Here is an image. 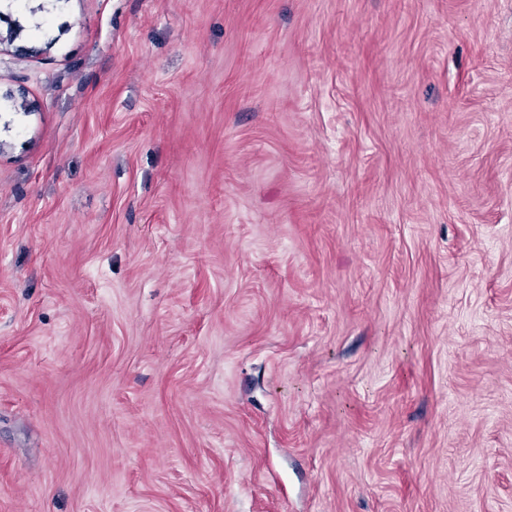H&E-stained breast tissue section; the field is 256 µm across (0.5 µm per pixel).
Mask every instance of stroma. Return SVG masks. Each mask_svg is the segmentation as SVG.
<instances>
[{
  "instance_id": "1",
  "label": "stroma",
  "mask_w": 512,
  "mask_h": 512,
  "mask_svg": "<svg viewBox=\"0 0 512 512\" xmlns=\"http://www.w3.org/2000/svg\"><path fill=\"white\" fill-rule=\"evenodd\" d=\"M33 40L0 512H512V0H60Z\"/></svg>"
}]
</instances>
